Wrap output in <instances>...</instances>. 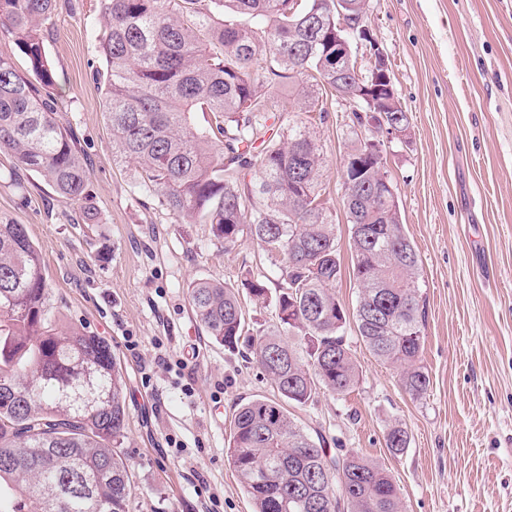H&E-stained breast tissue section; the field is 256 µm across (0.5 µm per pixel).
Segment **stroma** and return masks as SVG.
<instances>
[{
    "instance_id": "1",
    "label": "stroma",
    "mask_w": 512,
    "mask_h": 512,
    "mask_svg": "<svg viewBox=\"0 0 512 512\" xmlns=\"http://www.w3.org/2000/svg\"><path fill=\"white\" fill-rule=\"evenodd\" d=\"M99 0H61L47 20L58 117L89 169L95 223L37 175L0 153V219L26 225L49 283L58 325L112 346L129 413L120 447L133 512H253L225 457L238 406L271 397L270 380L242 350L214 342L194 316L190 282L264 273L271 298L245 302L249 324L274 322L282 281L256 240L224 247L210 225L189 224L138 191L117 165L96 73ZM369 22L409 116L406 139L386 140L405 231L420 257L426 313L420 364L426 395L345 336L360 369L343 395L319 394L291 414L330 455L384 464L404 512H512V0H370ZM353 125L344 105L315 121L322 187L342 195ZM336 298L356 304L349 226L336 214ZM401 422L409 446L392 454Z\"/></svg>"
}]
</instances>
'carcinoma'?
I'll use <instances>...</instances> for the list:
<instances>
[{
    "label": "carcinoma",
    "mask_w": 512,
    "mask_h": 512,
    "mask_svg": "<svg viewBox=\"0 0 512 512\" xmlns=\"http://www.w3.org/2000/svg\"><path fill=\"white\" fill-rule=\"evenodd\" d=\"M98 73L112 160L132 164L139 190L188 222L212 226L224 247L247 233L283 277L274 324L249 328L243 299L267 300L264 275L237 284L188 285L192 311L215 342L245 347L274 384L237 409L225 455L253 512H402L384 466L357 453L330 458L290 417L320 391L359 382L336 300L341 264L331 199L320 189L323 157L307 120L274 113L325 112L320 97L346 100L351 68L325 72V31L336 0H99ZM57 0H0V32L29 69L0 56V150L72 203L89 198V167L57 120L45 23ZM266 87L288 95L276 98ZM208 112L206 126L194 114ZM370 137L347 147L342 205L350 224L358 335L400 370L413 398L427 393L419 366L425 312L419 255ZM256 169L259 176L246 179ZM39 249L23 224L0 222V512H130L132 475L118 451L128 419L123 375L103 337L56 326ZM409 445L398 423L386 446Z\"/></svg>",
    "instance_id": "carcinoma-1"
}]
</instances>
